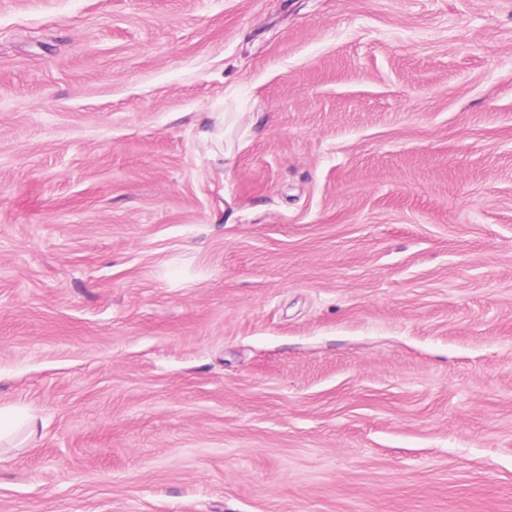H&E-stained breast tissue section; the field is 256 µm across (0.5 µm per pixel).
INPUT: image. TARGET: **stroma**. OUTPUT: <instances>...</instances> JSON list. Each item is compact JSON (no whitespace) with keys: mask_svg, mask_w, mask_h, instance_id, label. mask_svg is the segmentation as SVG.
<instances>
[{"mask_svg":"<svg viewBox=\"0 0 512 512\" xmlns=\"http://www.w3.org/2000/svg\"><path fill=\"white\" fill-rule=\"evenodd\" d=\"M0 407V512H512V0H0ZM21 431L26 432L28 437H33L36 433L34 420L13 410L0 408V439Z\"/></svg>","mask_w":512,"mask_h":512,"instance_id":"35a3bbf8","label":"stroma"}]
</instances>
